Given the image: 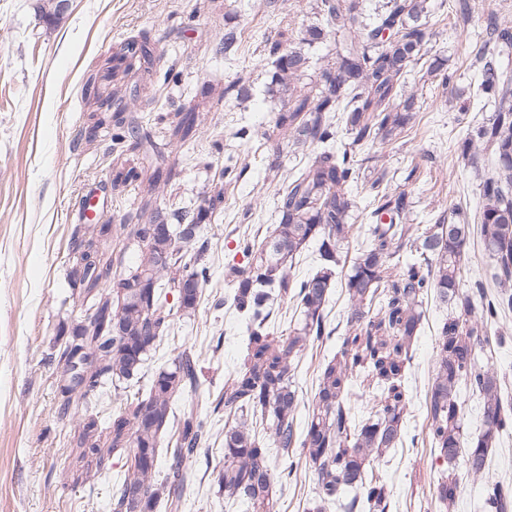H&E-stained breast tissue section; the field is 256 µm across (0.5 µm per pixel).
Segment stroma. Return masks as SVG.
Returning <instances> with one entry per match:
<instances>
[{
  "label": "stroma",
  "instance_id": "35a3bbf8",
  "mask_svg": "<svg viewBox=\"0 0 512 512\" xmlns=\"http://www.w3.org/2000/svg\"><path fill=\"white\" fill-rule=\"evenodd\" d=\"M320 0H66L63 12L46 17L44 0H0V512H112V487L126 473V452L101 458L77 456L69 447L79 416L60 417L59 365L53 339L67 317H81L67 273L80 258L71 243L75 225L117 224L136 216L144 187L115 179L109 148L118 126H142L151 143L127 142L129 166L154 164L160 181L151 219L170 221L173 211L220 196L201 234L211 244L212 278L194 316L172 313L170 329L133 380L131 392L147 393L159 368L182 351L199 357L196 393L210 434L189 465L196 483L182 512H245L220 492L224 458V411L217 402L230 374L246 353L247 332L230 303L224 269L236 262L239 237L255 236L275 222L270 169L303 165L304 151H291L276 125L283 101L272 92L275 41L298 46L317 23ZM428 0L425 63L439 76L415 71L406 82L420 104L418 121L399 139L365 144L359 153L353 192L360 216L354 244L368 243L373 223L372 182L387 174L388 186L412 193L408 221L447 214L459 204L476 212L480 185L489 170L473 165L458 150L469 126L488 121L494 111L478 92L476 57L488 37L487 20L512 26V0ZM241 41L223 51L224 33ZM135 41L150 55L122 77L120 99L96 100L105 68L121 45ZM455 79L443 84L441 75ZM242 96H224L231 84ZM198 109L183 142H172L182 115ZM230 176H223L224 167ZM93 215H86L87 200ZM350 302L333 288L327 322L333 333L301 355L294 382L299 417L312 404L321 364L339 352L350 331ZM425 316L410 350L405 372L407 414L397 447L367 468L369 479L385 483L388 512H445L436 496L448 469L432 449L427 401L437 336L453 304L436 294L424 298ZM501 340L491 341L482 360L512 393V312L501 323ZM282 476L274 512H307L314 496V469L305 459L287 465L272 454ZM452 512H491L486 486L512 485V435L503 436L481 478L458 466Z\"/></svg>",
  "mask_w": 512,
  "mask_h": 512
}]
</instances>
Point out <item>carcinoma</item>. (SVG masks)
I'll use <instances>...</instances> for the list:
<instances>
[{
    "instance_id": "1",
    "label": "carcinoma",
    "mask_w": 512,
    "mask_h": 512,
    "mask_svg": "<svg viewBox=\"0 0 512 512\" xmlns=\"http://www.w3.org/2000/svg\"><path fill=\"white\" fill-rule=\"evenodd\" d=\"M425 0H320L321 25L307 30L305 42L321 39L325 29L336 36V63L320 74L314 91L301 93L292 78L304 72L309 57L302 51L279 54L274 84L287 100L288 111L277 113L276 127L298 148L312 153L304 167L268 176L277 186V224L263 240L243 237L238 248L246 262L227 266L225 280L233 288V306L247 325L248 354L218 403L236 425L224 428V463L220 489L238 498L247 512H272L275 472L269 449L251 433L247 418L260 415L263 432L282 457L300 449L315 471V504L310 512H326L336 504L345 512H386L385 484L368 482L370 462L395 447L404 427L406 404L401 384L404 362L423 318V298L433 291L455 302L460 316L441 329L435 347L434 378L427 403L434 447L446 462L461 451L464 413L459 385L465 384L483 400V430L469 442L468 473L482 476L490 451L512 429V401L503 397L497 373L481 364L479 354L491 329L512 310V69L496 57L512 48V28L488 19L494 48H483L478 60L480 92L494 102L495 113L474 126L461 142L463 156L478 162L486 156L490 175L482 185V206L475 215L455 208L448 220L435 224H405L411 197L404 190L378 195L376 211L391 214L389 223L370 226L371 241L355 249L344 277L350 301L347 323L354 330L347 348L333 356L317 377L312 411L304 426L297 423L300 401L293 389L294 371L307 347L321 342L327 331L326 306L334 287L343 250L349 247L357 216L353 199L354 158L369 140L389 141L416 116V96L402 97L407 76L426 55V30L420 23ZM351 142L337 146L339 129ZM173 233H148L146 224H114L107 238H123L134 248L136 264L112 273L106 250L95 251L94 262L72 268V295L94 308L93 319L72 327L59 345L61 374L77 379V388L61 385L62 413L83 410L87 416L75 437V447L128 449L130 467L113 498L114 512H181L182 490L194 483L186 462L207 435L198 404L176 406L188 387L198 386L196 354L183 351L171 366L158 371L148 397H124L125 383L138 376L156 342L168 328L162 298L176 292L179 311L195 313L203 288L211 278L208 245L198 228L209 211L176 214ZM477 236L493 262L494 298L480 294V304L461 291L467 267L463 263L471 236ZM317 245L315 273L297 283L296 260ZM191 255L192 263L185 262ZM113 276L112 294L100 292L103 278ZM293 295L298 316L288 336L271 335L270 318L281 300ZM122 332L100 333L98 320L106 315ZM358 377L362 394L378 410L358 421L345 383ZM114 389L119 408L112 434L99 430L95 411L104 391ZM176 423L177 438L170 470L173 486L158 482L155 468L159 436ZM136 486L142 494L128 497ZM457 479L441 476L436 493L444 508L454 506ZM494 512H512V489L488 484Z\"/></svg>"
}]
</instances>
